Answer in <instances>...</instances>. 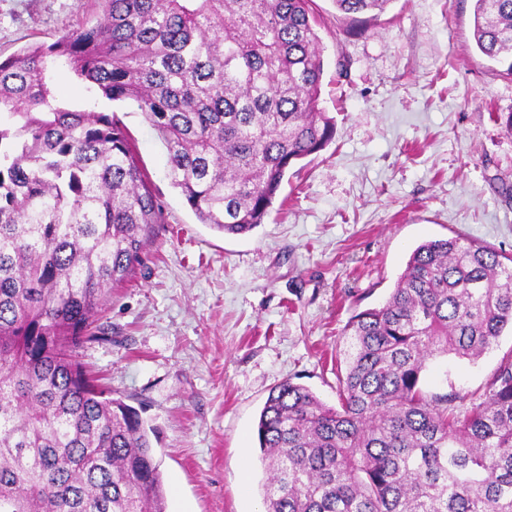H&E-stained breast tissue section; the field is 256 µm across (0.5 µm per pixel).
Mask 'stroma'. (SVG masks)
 Here are the masks:
<instances>
[{"label":"stroma","mask_w":512,"mask_h":512,"mask_svg":"<svg viewBox=\"0 0 512 512\" xmlns=\"http://www.w3.org/2000/svg\"><path fill=\"white\" fill-rule=\"evenodd\" d=\"M313 8L336 136L245 236L199 222L136 105L49 74L59 102L116 113L165 209L80 359L155 428L167 512H263L254 430L269 392L289 379L337 405L341 331L388 297L417 245L458 235L512 255V136L493 119L512 112V76L476 50L473 0H392L356 19ZM99 15V0H0V56ZM511 356L507 330L477 361L429 360L424 388L481 395Z\"/></svg>","instance_id":"stroma-1"}]
</instances>
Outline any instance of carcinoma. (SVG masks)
Wrapping results in <instances>:
<instances>
[{
    "instance_id": "obj_1",
    "label": "carcinoma",
    "mask_w": 512,
    "mask_h": 512,
    "mask_svg": "<svg viewBox=\"0 0 512 512\" xmlns=\"http://www.w3.org/2000/svg\"><path fill=\"white\" fill-rule=\"evenodd\" d=\"M392 0H334L347 16ZM89 26L0 59V512H166L141 413L85 369L109 290L165 221L121 121L55 101L56 65L160 135L200 223L244 236L288 169L336 134L320 106L312 0H100ZM473 37L512 76V0H474ZM512 327V256L417 246L353 315L339 406L290 380L257 424L267 512H512V357L485 392L432 395L426 361L475 360Z\"/></svg>"
}]
</instances>
